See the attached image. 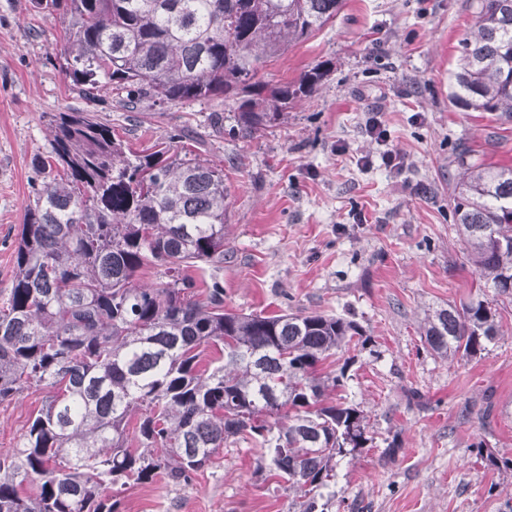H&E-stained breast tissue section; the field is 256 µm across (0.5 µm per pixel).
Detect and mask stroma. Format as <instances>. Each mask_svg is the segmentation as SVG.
Masks as SVG:
<instances>
[{
    "instance_id": "35a3bbf8",
    "label": "stroma",
    "mask_w": 512,
    "mask_h": 512,
    "mask_svg": "<svg viewBox=\"0 0 512 512\" xmlns=\"http://www.w3.org/2000/svg\"><path fill=\"white\" fill-rule=\"evenodd\" d=\"M478 0H345L336 19L266 63L264 80L290 82L322 65L317 90L250 139L216 133L220 99L115 107L111 85L93 98L72 90L54 64L56 16L31 0H0V299L13 278L32 166L51 137L50 114L96 113L135 147L182 129L201 159L223 166L229 192L225 307L268 315L345 314L370 338L353 347L347 393L367 415L373 442L336 460L323 495L329 512H512V300L480 288L453 221L460 147L473 161L512 167V123L449 100L460 46ZM398 170L365 133L372 113ZM344 153H337V145ZM495 300L503 336L476 357L428 352L429 309L476 296ZM424 405L407 402L408 390ZM41 391L0 403V459L38 413ZM396 452H387L389 439ZM252 443L219 449L189 484L157 478L122 494L124 512H289L254 471Z\"/></svg>"
}]
</instances>
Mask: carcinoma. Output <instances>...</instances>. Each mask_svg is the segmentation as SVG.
<instances>
[{
  "instance_id": "1",
  "label": "carcinoma",
  "mask_w": 512,
  "mask_h": 512,
  "mask_svg": "<svg viewBox=\"0 0 512 512\" xmlns=\"http://www.w3.org/2000/svg\"><path fill=\"white\" fill-rule=\"evenodd\" d=\"M343 0H33L63 20L60 68L82 95L103 81L133 112L155 103L224 99L216 130L251 138L323 79L322 66L272 84L261 66L336 18ZM452 102L512 122V0H480L462 43ZM33 166L0 307V402L46 396L0 476V512H122L119 490L164 476L186 484L229 440L256 447L327 512L336 458L372 440L363 410L319 364L370 337L344 316L224 309L207 271L224 267V169L174 133L133 153L93 112L50 119ZM454 224L467 260L512 298V168L458 159ZM148 277L149 283L140 278ZM503 331L485 299L439 307L421 340L439 358H471ZM34 484L31 492L24 484Z\"/></svg>"
}]
</instances>
